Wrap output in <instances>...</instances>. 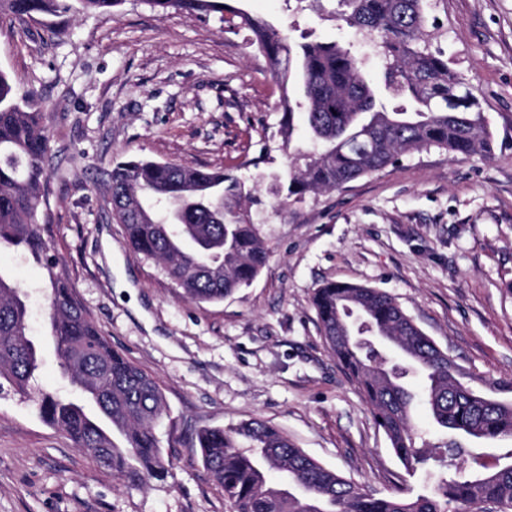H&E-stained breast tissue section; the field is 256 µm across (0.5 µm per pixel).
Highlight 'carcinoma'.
<instances>
[{
	"label": "carcinoma",
	"mask_w": 512,
	"mask_h": 512,
	"mask_svg": "<svg viewBox=\"0 0 512 512\" xmlns=\"http://www.w3.org/2000/svg\"><path fill=\"white\" fill-rule=\"evenodd\" d=\"M124 0H0V15L25 24L70 12L107 15ZM161 11L217 14L249 32L284 97V146L292 115L306 114L304 166L276 178L290 195L339 189L435 146L453 155H489L494 134L474 94L431 48L428 0H342L343 20L374 37L384 51V88L405 106L387 108L351 48L311 42L292 48L269 20L224 0H148ZM46 115L34 93L19 92L0 71V245L8 244L46 270L44 336L52 342L71 391L38 386L42 340L28 330L29 293L0 270V391L32 403L51 426L131 484L167 474L155 429L166 415L163 394L147 374L112 345L58 277L59 259L40 224L42 181L51 164ZM113 219L130 249L163 264L186 295L220 302L249 286L267 262L258 227L242 200L251 190L224 171L187 168L147 158L113 164ZM313 305L336 358L363 394L395 457L409 476L428 478L423 491L400 487L390 497L360 491L262 420L194 433L203 466L224 490L231 512H512V401L464 387L441 350L384 291L326 283ZM419 378L422 397L408 387ZM421 400L436 436L416 430Z\"/></svg>",
	"instance_id": "1"
}]
</instances>
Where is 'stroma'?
Wrapping results in <instances>:
<instances>
[{
  "label": "stroma",
  "mask_w": 512,
  "mask_h": 512,
  "mask_svg": "<svg viewBox=\"0 0 512 512\" xmlns=\"http://www.w3.org/2000/svg\"><path fill=\"white\" fill-rule=\"evenodd\" d=\"M434 47L479 100L494 153L427 147L343 188L275 195L291 159L282 92L246 31L125 0L51 34L0 16V70L48 115V240L75 296L161 387L168 475L132 485L77 448L19 396L0 393V512H228L190 435L259 419L363 492L391 494L404 470L330 350L315 288L383 290L457 367L465 386L512 401V0H429ZM292 44L352 45L374 84L383 56L334 18V0H242ZM150 157L224 170L256 189L268 250L258 277L223 301L187 298L129 248L112 217L114 161ZM43 323L42 269L0 247Z\"/></svg>",
  "instance_id": "obj_1"
}]
</instances>
